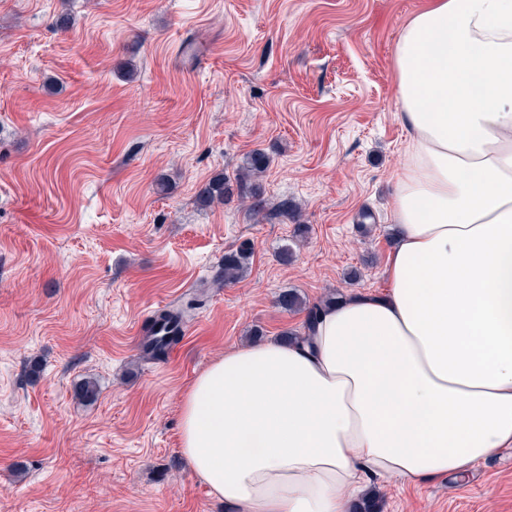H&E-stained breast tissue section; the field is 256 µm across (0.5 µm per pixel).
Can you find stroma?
Masks as SVG:
<instances>
[{
  "instance_id": "stroma-1",
  "label": "stroma",
  "mask_w": 512,
  "mask_h": 512,
  "mask_svg": "<svg viewBox=\"0 0 512 512\" xmlns=\"http://www.w3.org/2000/svg\"><path fill=\"white\" fill-rule=\"evenodd\" d=\"M423 3L0 0V512H226L180 453L183 395L225 351L302 331L283 292L385 287L392 50ZM256 149L260 205H197ZM245 241L244 278L212 286ZM193 298L146 359L154 312ZM380 492L383 512H512V456Z\"/></svg>"
}]
</instances>
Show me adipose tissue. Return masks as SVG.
<instances>
[{"label": "adipose tissue", "instance_id": "adipose-tissue-1", "mask_svg": "<svg viewBox=\"0 0 512 512\" xmlns=\"http://www.w3.org/2000/svg\"><path fill=\"white\" fill-rule=\"evenodd\" d=\"M393 66L387 288L225 352L184 395L180 450L232 512H346L512 453V0H426Z\"/></svg>", "mask_w": 512, "mask_h": 512}]
</instances>
